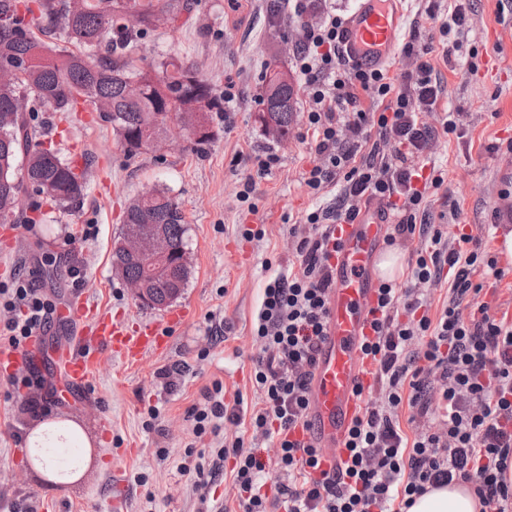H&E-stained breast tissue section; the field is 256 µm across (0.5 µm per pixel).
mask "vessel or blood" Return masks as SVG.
<instances>
[{
    "mask_svg": "<svg viewBox=\"0 0 512 512\" xmlns=\"http://www.w3.org/2000/svg\"><path fill=\"white\" fill-rule=\"evenodd\" d=\"M401 0H355L345 25L342 51L349 63L371 69L392 54L402 30ZM385 202L373 199L355 223L336 225L338 249L331 264L336 279L330 299L329 333L314 372L308 411L309 428L297 429V440L319 448L322 469L336 468L344 457V443L363 404L358 386H370L373 365L361 346L373 334L371 311L377 306L386 257L383 240L392 222ZM80 328L76 337L51 345L50 355L61 368L68 387H87L102 352L130 364L145 355L165 354L171 338L149 321L131 322L84 304L71 310ZM31 353L0 346V377L10 378Z\"/></svg>",
    "mask_w": 512,
    "mask_h": 512,
    "instance_id": "b4317fda",
    "label": "vessel or blood"
}]
</instances>
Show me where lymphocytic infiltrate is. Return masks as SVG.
<instances>
[{
    "label": "lymphocytic infiltrate",
    "mask_w": 512,
    "mask_h": 512,
    "mask_svg": "<svg viewBox=\"0 0 512 512\" xmlns=\"http://www.w3.org/2000/svg\"><path fill=\"white\" fill-rule=\"evenodd\" d=\"M298 25L294 66L306 103L304 135L314 159L303 173L312 193L336 185L333 202L307 213L308 233L298 235V270L268 281L252 325L260 343L251 378L258 408L249 416L254 442L238 436L214 448L211 462L182 465L202 490L233 458V486L241 512H409L429 489L473 484L480 512H512V322L492 318L480 303L476 272L502 279L495 255L481 237L459 232L447 239L421 209V160L435 136L425 114L440 112L444 86L431 54L432 43H408L412 69L392 74L363 70L342 55L343 19L319 0H283ZM427 12L440 41L461 49L468 24L464 0L441 10L430 0ZM382 111L366 108L365 100ZM387 201L397 222L384 244L420 235L425 248L404 288L378 287L371 322L374 335L362 345L375 370L377 400L364 406L349 431L345 457L336 470L321 468L312 443L294 439L306 426L310 389L327 338L337 248L336 225L351 224L365 201ZM448 282V300L430 314L420 285ZM10 316L1 324L11 346L46 329L50 303L29 283L18 282L0 305ZM23 318H14L16 308ZM420 416H439L437 431L407 436L402 406ZM188 419L194 436L218 430L242 416L214 384ZM275 443V460L265 459L259 442ZM282 476L272 492L263 478L269 468Z\"/></svg>",
    "instance_id": "f902f5d3"
}]
</instances>
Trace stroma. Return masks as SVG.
<instances>
[{
	"label": "stroma",
	"instance_id": "35a3bbf8",
	"mask_svg": "<svg viewBox=\"0 0 512 512\" xmlns=\"http://www.w3.org/2000/svg\"><path fill=\"white\" fill-rule=\"evenodd\" d=\"M185 9L174 25L149 28L139 53L158 62L180 55L194 62L223 91L225 74L237 81L239 96L230 115L210 116L211 142L203 150L174 141L161 151L127 158L109 123L97 113L53 114L54 139L62 158L91 153L87 195L80 211L51 214L42 224L0 223V289L23 278L39 288L52 308L86 297L95 306L125 318L167 324L171 310L185 320L169 326L171 348L128 365L103 355L89 388L77 401L56 393L42 364L0 380V512H99L122 491L125 512H239L230 471L199 501L190 476L180 472L189 456L209 451L215 439L195 437L189 410L205 388L221 383L225 403L255 401L250 382L257 345L253 313L267 280L295 263L288 228L303 223L307 211L334 198L327 187L312 194L302 180L313 156L295 120L287 137H265L259 120L267 64L293 72L297 27L287 14L269 21L268 0H180ZM468 28L456 60L435 49L432 62L445 85L444 101L454 112L453 133L437 132L427 153L445 179L429 188L425 208L443 215L445 232L459 227L494 243L485 230L495 213L512 212V0H470ZM274 150L279 164L257 174L252 155ZM253 178L256 211L237 196ZM168 189L185 216L191 274L171 307L141 306L112 269V248L123 228L126 205L147 188ZM458 203L446 214V197ZM263 229L260 239L246 229ZM57 267L56 284L39 279L43 265ZM79 276H72V269ZM225 322L226 341L212 342L211 323ZM77 421L92 442L82 479L69 487L48 485L34 470L25 446L32 407Z\"/></svg>",
	"mask_w": 512,
	"mask_h": 512
}]
</instances>
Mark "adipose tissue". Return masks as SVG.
Segmentation results:
<instances>
[{"instance_id": "adipose-tissue-1", "label": "adipose tissue", "mask_w": 512, "mask_h": 512, "mask_svg": "<svg viewBox=\"0 0 512 512\" xmlns=\"http://www.w3.org/2000/svg\"><path fill=\"white\" fill-rule=\"evenodd\" d=\"M26 443L28 447L42 449L43 454L40 460L35 461L34 467L49 482L70 485L81 479V472L59 468L49 454L53 448H90V439L76 422L46 421L41 411H34ZM478 508V500L471 485L452 484L429 490L417 498L409 512H477Z\"/></svg>"}]
</instances>
